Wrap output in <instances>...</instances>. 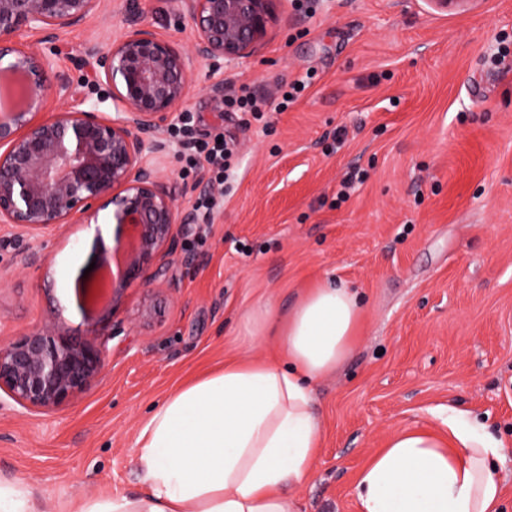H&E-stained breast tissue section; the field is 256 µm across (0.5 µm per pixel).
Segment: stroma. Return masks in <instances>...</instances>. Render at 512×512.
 Instances as JSON below:
<instances>
[{
	"mask_svg": "<svg viewBox=\"0 0 512 512\" xmlns=\"http://www.w3.org/2000/svg\"><path fill=\"white\" fill-rule=\"evenodd\" d=\"M104 2L43 46L84 109L101 93L78 61L85 47L108 51L139 27L194 43L176 0ZM296 78L308 86L285 111L246 126L215 99L245 87L273 100ZM185 108L197 138L235 143L214 220L190 225L163 273L127 290L85 391L48 411L0 392V480L62 512L142 492L134 442L149 413L224 361L276 357L273 341L244 346L245 313L260 301L287 312L324 278L359 288L364 317L351 356L314 388L322 435L304 512H356L370 456L395 430L444 431L450 407L512 445V0L448 14L426 0H285L257 54L196 63ZM169 143L156 164L188 211L210 174L186 172L187 144ZM355 168L364 182L338 201ZM98 247L49 229L0 249V341L57 316L84 334L72 289Z\"/></svg>",
	"mask_w": 512,
	"mask_h": 512,
	"instance_id": "stroma-1",
	"label": "stroma"
}]
</instances>
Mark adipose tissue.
<instances>
[{"label": "adipose tissue", "mask_w": 512, "mask_h": 512, "mask_svg": "<svg viewBox=\"0 0 512 512\" xmlns=\"http://www.w3.org/2000/svg\"><path fill=\"white\" fill-rule=\"evenodd\" d=\"M362 314L354 288L326 279L279 314L247 316L282 363L225 362L172 390L135 441L145 490L91 496L72 512H302L295 493L312 476L321 422L312 385L349 357ZM512 450L449 409L448 432H393L358 472L357 512H498V465Z\"/></svg>", "instance_id": "obj_1"}]
</instances>
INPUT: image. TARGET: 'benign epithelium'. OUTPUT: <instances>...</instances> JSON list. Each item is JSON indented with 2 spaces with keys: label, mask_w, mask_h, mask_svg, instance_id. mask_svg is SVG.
I'll return each instance as SVG.
<instances>
[{
  "label": "benign epithelium",
  "mask_w": 512,
  "mask_h": 512,
  "mask_svg": "<svg viewBox=\"0 0 512 512\" xmlns=\"http://www.w3.org/2000/svg\"><path fill=\"white\" fill-rule=\"evenodd\" d=\"M279 0H177L194 25L193 50L147 28L127 33L106 52L87 49L81 61L108 87L115 115L98 107L60 109L43 116L45 88L69 91L40 44L101 10L102 0H0V224L22 241L46 229L89 224L112 207V223L130 234L95 258L78 277L75 295L87 325L109 324L125 291L151 267L162 272L177 254L182 228L194 222L176 208V183L150 157L166 152L151 135L185 105L194 62H232L257 53L277 19ZM470 0H428L438 12ZM37 36L16 42L13 34ZM101 208H95L97 202ZM93 294H88V290ZM104 367L100 344L75 341L58 320L0 343V391L30 409L56 408L86 389Z\"/></svg>",
  "instance_id": "7a95c632"
}]
</instances>
